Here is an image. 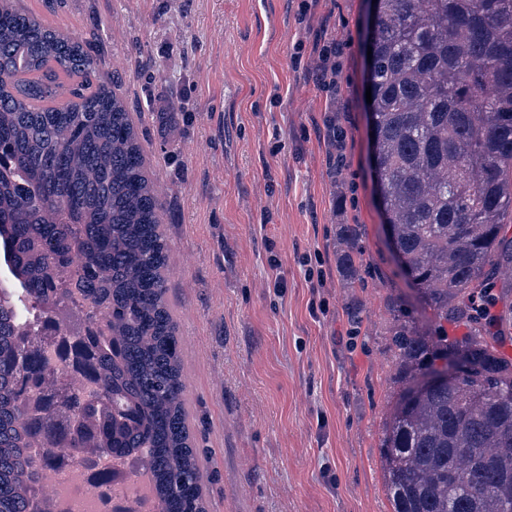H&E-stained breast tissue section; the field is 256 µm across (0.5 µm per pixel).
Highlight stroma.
<instances>
[{"instance_id":"obj_1","label":"stroma","mask_w":512,"mask_h":512,"mask_svg":"<svg viewBox=\"0 0 512 512\" xmlns=\"http://www.w3.org/2000/svg\"><path fill=\"white\" fill-rule=\"evenodd\" d=\"M118 87L164 204L167 299L208 512H391L379 440L394 309L426 327L383 223L369 0H11ZM343 45L335 88L316 46ZM360 228L368 274L342 271Z\"/></svg>"}]
</instances>
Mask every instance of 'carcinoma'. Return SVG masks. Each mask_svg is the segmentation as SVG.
Instances as JSON below:
<instances>
[{"label":"carcinoma","mask_w":512,"mask_h":512,"mask_svg":"<svg viewBox=\"0 0 512 512\" xmlns=\"http://www.w3.org/2000/svg\"><path fill=\"white\" fill-rule=\"evenodd\" d=\"M369 105L391 246L432 312L433 331L398 323L400 391L381 448L391 512H512V361L472 303H505L512 266V0H377ZM81 44L0 0V512H49L42 469L65 448L134 456L158 512H207L193 446L170 246L123 99L93 85ZM62 77L77 79L59 99ZM67 271L86 303L83 371L99 396L57 388L58 368L23 331L51 310ZM108 317L104 340L92 327ZM467 335L448 341L445 324ZM42 448L36 459L30 453Z\"/></svg>","instance_id":"1"}]
</instances>
